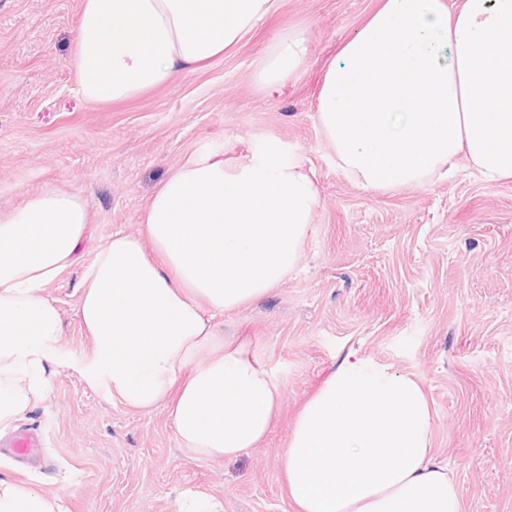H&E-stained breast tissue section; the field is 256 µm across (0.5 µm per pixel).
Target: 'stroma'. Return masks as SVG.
I'll use <instances>...</instances> for the list:
<instances>
[{
    "label": "stroma",
    "mask_w": 512,
    "mask_h": 512,
    "mask_svg": "<svg viewBox=\"0 0 512 512\" xmlns=\"http://www.w3.org/2000/svg\"><path fill=\"white\" fill-rule=\"evenodd\" d=\"M81 0H0V212L49 187L82 192L89 213L77 264L49 289L66 365L18 419L42 438L27 464L0 449V474L61 499L65 512H178L189 491L224 512H291L283 448L299 408L348 349L419 379L432 447L465 512H512V180L456 175L381 193L336 167L316 120L323 74L378 0H284L230 54L124 102L94 105L69 66ZM307 28L306 64L259 88L254 62L282 28ZM277 151L310 169L320 203L288 278L219 320L253 337L285 385L265 440L233 460L182 447L164 412L131 410L78 365L93 342L80 281L112 231L136 230L159 185L191 156Z\"/></svg>",
    "instance_id": "obj_1"
}]
</instances>
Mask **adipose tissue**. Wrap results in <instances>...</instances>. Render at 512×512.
I'll use <instances>...</instances> for the list:
<instances>
[{"instance_id": "obj_1", "label": "adipose tissue", "mask_w": 512, "mask_h": 512, "mask_svg": "<svg viewBox=\"0 0 512 512\" xmlns=\"http://www.w3.org/2000/svg\"><path fill=\"white\" fill-rule=\"evenodd\" d=\"M282 0H81L71 65L91 103L134 98L206 67ZM303 28L257 65L265 89L303 67ZM317 121L336 165L377 191L447 176L465 155L487 182L512 179V0H379L325 71ZM319 197L298 162L269 152L190 157L113 231L83 276V367L127 408L164 411L184 447L231 460L259 447L283 395L252 337L214 320L265 297L297 264ZM87 204L47 188L0 212V432L49 386L60 312L48 290L75 262ZM431 409L412 376L346 352L298 412L280 453L293 512H463L432 453ZM0 512H63L0 478Z\"/></svg>"}]
</instances>
